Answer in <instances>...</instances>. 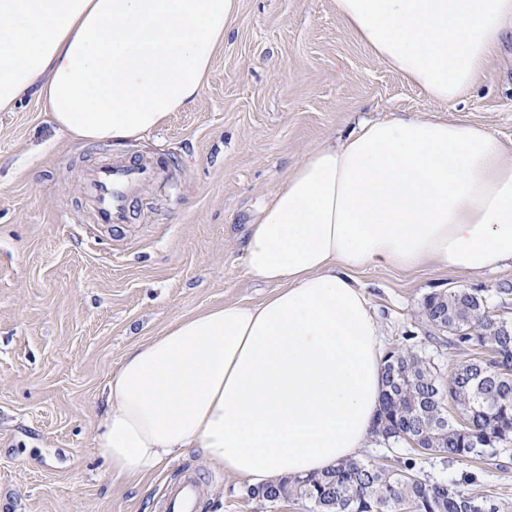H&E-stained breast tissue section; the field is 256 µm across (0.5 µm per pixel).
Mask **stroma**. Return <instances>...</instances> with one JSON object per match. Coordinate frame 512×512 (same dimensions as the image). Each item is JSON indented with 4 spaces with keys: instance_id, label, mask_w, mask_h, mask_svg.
Here are the masks:
<instances>
[{
    "instance_id": "stroma-1",
    "label": "stroma",
    "mask_w": 512,
    "mask_h": 512,
    "mask_svg": "<svg viewBox=\"0 0 512 512\" xmlns=\"http://www.w3.org/2000/svg\"><path fill=\"white\" fill-rule=\"evenodd\" d=\"M398 112L511 140L512 42L468 96L442 105L376 59L335 0H237L197 100L138 141H73L32 97L0 112V512H160L183 469L199 479L198 512H307L295 500L268 507L195 448L145 477L112 475L95 449L104 388L130 349L175 320L269 294L243 258L259 205L325 138ZM149 158L165 178L131 201L129 223L98 224L86 170ZM356 277L384 350L411 344L443 379L472 356L492 358L487 347H449L423 302L451 288L494 293L512 284L511 268L482 277L369 268ZM416 471L512 512V449L424 455Z\"/></svg>"
}]
</instances>
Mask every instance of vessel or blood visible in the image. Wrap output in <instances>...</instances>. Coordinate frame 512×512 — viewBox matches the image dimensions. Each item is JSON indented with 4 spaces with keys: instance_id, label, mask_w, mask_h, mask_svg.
<instances>
[{
    "instance_id": "1",
    "label": "vessel or blood",
    "mask_w": 512,
    "mask_h": 512,
    "mask_svg": "<svg viewBox=\"0 0 512 512\" xmlns=\"http://www.w3.org/2000/svg\"><path fill=\"white\" fill-rule=\"evenodd\" d=\"M160 175L161 168L154 162L125 164L106 160L91 169L86 176V192L95 204L97 223H127L130 200L143 185ZM199 496L197 477L184 475L168 489L162 504L163 512H197Z\"/></svg>"
}]
</instances>
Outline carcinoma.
<instances>
[{"instance_id":"carcinoma-1","label":"carcinoma","mask_w":512,"mask_h":512,"mask_svg":"<svg viewBox=\"0 0 512 512\" xmlns=\"http://www.w3.org/2000/svg\"><path fill=\"white\" fill-rule=\"evenodd\" d=\"M448 311V346H488L494 357L457 366L448 384L435 366L412 348L392 351L399 372H385L378 418L388 419L394 443L410 445L391 467L347 460L319 476L279 481L253 495L269 507L295 499L309 512H499V506L465 492L457 483H428L414 478L416 456H479L512 442V319L490 313L479 289L450 288L428 295L423 316ZM467 410L462 426L445 413V402ZM412 432V439L403 433Z\"/></svg>"}]
</instances>
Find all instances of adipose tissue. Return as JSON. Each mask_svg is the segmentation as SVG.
<instances>
[{"label":"adipose tissue","instance_id":"1","mask_svg":"<svg viewBox=\"0 0 512 512\" xmlns=\"http://www.w3.org/2000/svg\"><path fill=\"white\" fill-rule=\"evenodd\" d=\"M374 56L431 101L471 91L512 0H335ZM236 0H0V112L41 102L76 141L122 144L199 96ZM273 292L182 317L106 384L95 444L116 476L195 448L255 488L318 475L375 439L380 328L354 269L512 265V142L399 114L323 141L244 244Z\"/></svg>","mask_w":512,"mask_h":512}]
</instances>
